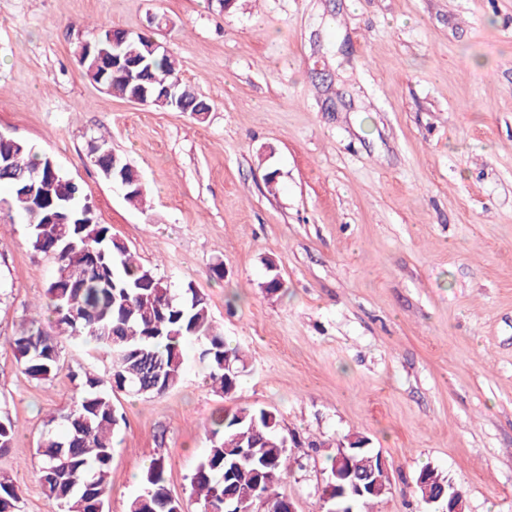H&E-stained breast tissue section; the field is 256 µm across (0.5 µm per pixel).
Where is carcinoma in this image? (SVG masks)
Returning <instances> with one entry per match:
<instances>
[{"label":"carcinoma","mask_w":512,"mask_h":512,"mask_svg":"<svg viewBox=\"0 0 512 512\" xmlns=\"http://www.w3.org/2000/svg\"><path fill=\"white\" fill-rule=\"evenodd\" d=\"M130 61L147 67L144 84L152 88L177 87L151 105L162 110L197 111L204 97L179 75L176 60L153 47L147 35H129L122 45ZM86 78L110 94L128 99L137 83L114 76L101 77L93 57H81ZM106 142L94 146L92 162L102 176L116 183L132 182L125 199L138 206L145 198L140 173L117 157L115 167L104 158ZM0 185L12 193V204L30 226L29 245L50 256L54 274L48 282L43 307L54 315L50 325L30 318L12 337L16 361L38 382L53 379L63 368L59 337L91 344L110 358L111 383L128 386L144 397L164 395L182 380L184 346H198L206 362L212 389L230 397L237 389L245 357L225 342L214 324L207 299L192 285L173 294L168 281L142 265L110 227L96 221L80 187L63 174L53 160L28 143L0 137ZM28 184L68 217L54 224L45 211L32 214L17 198ZM121 417L112 405L104 381L86 372L80 392L60 414L47 419L36 446L40 483L59 512H104L108 473L113 454L112 436ZM15 427L0 416V454L11 448ZM208 446L191 477V494L203 502L204 512H245L264 502L268 512H280L287 496L278 485L288 472L290 455L277 416L270 410L237 406L216 413L210 422ZM167 463L150 461L141 488L130 500L128 512H184L183 504L165 485ZM428 480L418 487L422 501L433 498L448 478L438 469L423 467ZM21 488L7 472L0 473V512H18Z\"/></svg>","instance_id":"obj_1"}]
</instances>
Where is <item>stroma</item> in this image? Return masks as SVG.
Instances as JSON below:
<instances>
[{"label":"stroma","instance_id":"1","mask_svg":"<svg viewBox=\"0 0 512 512\" xmlns=\"http://www.w3.org/2000/svg\"><path fill=\"white\" fill-rule=\"evenodd\" d=\"M104 25L160 42L210 112L90 83L77 49ZM0 134L49 155L174 291L204 294L247 357L229 399L193 345L169 393L113 389L106 512H127L156 457L202 512L190 476L207 426L245 405L298 440L279 487L297 512H321L336 443L357 436L390 470L375 512H424L426 465L466 512H512V0H0ZM101 141L138 169L145 207L91 165ZM29 232L0 187V412L16 429L0 472L20 512H57L37 440L79 374L109 379L110 362L66 337L52 381L16 362L9 340L54 272Z\"/></svg>","mask_w":512,"mask_h":512}]
</instances>
